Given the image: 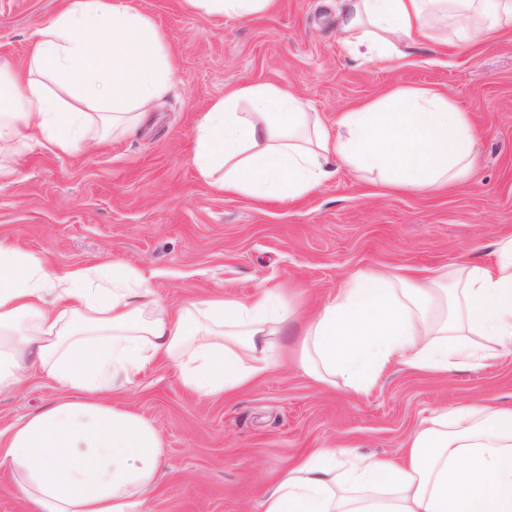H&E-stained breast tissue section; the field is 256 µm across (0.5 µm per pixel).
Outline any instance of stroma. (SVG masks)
<instances>
[{"mask_svg":"<svg viewBox=\"0 0 512 512\" xmlns=\"http://www.w3.org/2000/svg\"><path fill=\"white\" fill-rule=\"evenodd\" d=\"M126 2L167 37L178 65L173 91L132 135L71 153L35 146L17 157L0 185V240L56 269L127 262L174 306L295 283L311 307L355 273L491 261L493 241L512 233V29L466 48L419 38L389 65L343 49L342 0H274L245 21L201 14L185 0ZM60 5L0 0V63L21 65ZM243 84L275 85L328 121L395 87L437 88L471 113L479 172L449 189L411 193L343 167L294 203L222 195L192 161L191 129ZM59 396L31 375L20 394L0 398V433ZM114 399L163 440L164 474L142 512H252L261 489L311 449L395 455L439 407H512V353L447 377L396 363L366 391L285 366L211 400L197 399L173 365L160 363Z\"/></svg>","mask_w":512,"mask_h":512,"instance_id":"1","label":"stroma"}]
</instances>
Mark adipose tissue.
Returning a JSON list of instances; mask_svg holds the SVG:
<instances>
[{"label": "adipose tissue", "instance_id": "adipose-tissue-1", "mask_svg": "<svg viewBox=\"0 0 512 512\" xmlns=\"http://www.w3.org/2000/svg\"><path fill=\"white\" fill-rule=\"evenodd\" d=\"M197 11L246 20L273 0H188ZM344 46L355 59L393 60L414 36L468 46L512 26V0H346ZM165 37L124 0H63L36 32L26 62L0 64V179L31 146L72 152L136 132L173 88ZM470 113L433 88L397 87L326 125L277 86L242 85L193 128V162L215 191L294 201L337 165L379 173L421 192L474 172ZM492 263L347 278L307 317L293 292L249 300L193 298L174 308L122 261L49 269L0 240V396L40 373L64 396L15 423L0 470L15 475L31 512H137L163 464L157 428L117 406L113 392L167 360L200 399L260 382L294 364L357 390L391 363L448 375L512 349V235ZM298 337L295 349L282 337ZM257 512H512V407L436 410L396 456L319 448L261 493Z\"/></svg>", "mask_w": 512, "mask_h": 512}]
</instances>
